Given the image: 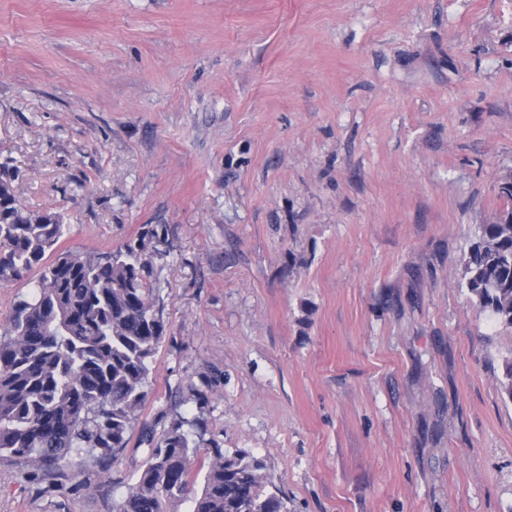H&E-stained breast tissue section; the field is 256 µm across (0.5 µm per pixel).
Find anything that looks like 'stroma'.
<instances>
[{"label": "stroma", "instance_id": "obj_1", "mask_svg": "<svg viewBox=\"0 0 512 512\" xmlns=\"http://www.w3.org/2000/svg\"><path fill=\"white\" fill-rule=\"evenodd\" d=\"M5 162L62 249L165 234L136 429L253 452L288 512H512V331L463 276L512 175V0H0ZM146 459L0 466V512H113Z\"/></svg>", "mask_w": 512, "mask_h": 512}]
</instances>
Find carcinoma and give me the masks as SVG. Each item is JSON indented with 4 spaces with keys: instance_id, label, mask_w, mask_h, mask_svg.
Listing matches in <instances>:
<instances>
[{
    "instance_id": "1",
    "label": "carcinoma",
    "mask_w": 512,
    "mask_h": 512,
    "mask_svg": "<svg viewBox=\"0 0 512 512\" xmlns=\"http://www.w3.org/2000/svg\"><path fill=\"white\" fill-rule=\"evenodd\" d=\"M15 174L0 164V281L38 271L34 291L18 300L11 328L0 336V464L19 467L48 492L67 478L61 462L77 455L107 471L131 441L144 405V386L167 322L153 287L147 243L165 238L152 228L107 253H73L57 245L59 214L22 205ZM505 207L464 256L472 301L512 329V177L498 185ZM214 374L193 388L209 402ZM182 418L148 430V459L116 512H170L198 475L200 494L189 512H288L268 481L264 462L218 444L198 456Z\"/></svg>"
}]
</instances>
